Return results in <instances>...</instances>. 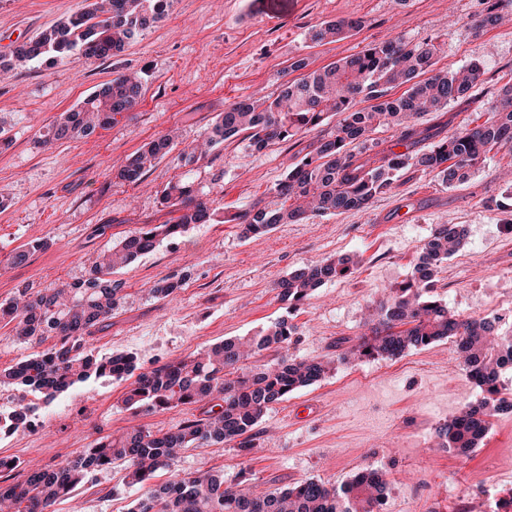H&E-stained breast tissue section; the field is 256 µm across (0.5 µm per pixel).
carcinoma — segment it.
I'll use <instances>...</instances> for the list:
<instances>
[{
  "label": "carcinoma",
  "instance_id": "1",
  "mask_svg": "<svg viewBox=\"0 0 512 512\" xmlns=\"http://www.w3.org/2000/svg\"><path fill=\"white\" fill-rule=\"evenodd\" d=\"M173 0H87L85 8L41 31L0 57V69L38 64L53 67L80 55L101 60L125 49L141 31L162 21ZM482 8L468 17L467 27L478 36L496 27L512 0H480ZM361 18L325 21L308 32L315 45L340 41L359 32ZM436 46L402 38L369 43L358 53L318 69L297 59L288 71L300 77L281 83L275 96L237 100L224 108L203 135L210 150L239 136L261 152L276 142H288L321 126L331 113L343 115L336 130L311 144V150L270 190L266 199L230 213L208 206L186 177L158 191L161 204L175 217L167 224H146L124 237L91 266L88 275L62 288L26 291L0 307L12 324L10 336L25 343L51 346L0 372V386L12 385L37 394L48 403L92 377L123 380L137 369L136 356L120 353L97 358L86 351L84 337L112 317L124 300L121 283L108 279L112 271L133 263L167 237L185 233L193 224L242 225L244 236L265 234L278 224H300L317 216L361 211L386 193L398 174L409 168L434 172L448 186L465 183L472 170L493 148L512 149V84L500 89L492 117L464 127L426 148L414 120L426 112H441L451 101L467 102L483 82L477 62L454 70L436 68ZM401 88L399 96L389 90ZM141 77L120 72L76 107L48 126L44 143L63 142L104 129L115 116L130 111L142 96ZM365 106H360V103ZM386 127L398 134L406 151L377 160L366 156L372 134ZM173 129L143 144L116 173L136 182L176 147ZM465 227L440 224L421 247L408 281L380 304L377 320L357 343L336 358L282 359L273 365L249 366L263 351L283 347L297 327L280 318L242 341L229 338L205 354L162 365L138 375L124 403L146 411L204 404L199 416L167 432L134 430L119 438H102L59 468L17 472L16 460L0 456V473H15L0 484V512H49L55 502L96 472L116 462L124 465L126 483L145 489L129 512H378L386 492L382 478L356 476L340 487L308 479L262 493L224 484V473L198 470L155 484L160 470H172L186 448L234 442L242 451L254 448L255 429L272 405L325 376L331 364L353 359L398 356L411 348L450 340L469 378L482 397L442 424L436 436L442 447L469 456L486 437L490 421L512 412V392L500 378L512 365V335L495 329L494 318H460L448 311L434 288L442 265L464 245ZM358 263L341 254L288 273L277 283L279 296L296 310L319 287L344 277ZM182 280L163 277L152 287L158 299L173 295ZM39 408L28 402L11 417L12 431L29 428L27 413Z\"/></svg>",
  "mask_w": 512,
  "mask_h": 512
}]
</instances>
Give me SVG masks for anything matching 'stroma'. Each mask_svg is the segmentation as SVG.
I'll return each mask as SVG.
<instances>
[{
    "label": "stroma",
    "instance_id": "obj_1",
    "mask_svg": "<svg viewBox=\"0 0 512 512\" xmlns=\"http://www.w3.org/2000/svg\"><path fill=\"white\" fill-rule=\"evenodd\" d=\"M85 0H0V40L18 45L79 11ZM480 0H174L168 16L144 30L123 52L101 61L73 56L61 65L16 67L0 76V127L10 147L0 151V304L60 288L84 276L95 258L146 224L171 215L157 193L181 174L170 153L134 183L117 179L144 142L177 129L190 144L225 105L278 92L292 60L318 68L357 53L371 42L403 37L433 40L437 66L452 70L477 62L485 71L467 105L417 122L426 134L449 135L481 124L499 89L512 83V16L473 35L466 18ZM361 17L365 26L344 40L314 45L311 27ZM135 71L143 94L135 109L88 137L42 144L46 126L114 72ZM295 142L251 151L226 141L194 166L195 186L214 207L236 211L272 189L300 158ZM512 191V150L495 148L465 184L448 186L432 173L401 172L392 190L364 211L280 224L246 238L235 223L195 224L111 278L125 299L107 325L89 337L94 355L131 353L147 371L227 338L252 336L283 316L297 328L282 355L331 354L336 340L365 332L380 299L406 282L433 229L460 224L461 250L442 266L436 293L451 313L484 318L512 309V224L492 205ZM45 240L47 249L22 264L14 253ZM344 253L360 263L349 275L317 289L295 312L278 298L289 272ZM183 285L155 298L158 279ZM132 379H89L42 405L39 427L0 439V456L20 469L54 467L96 439L135 428L167 431L196 416L192 405L145 412L127 407ZM479 389L443 340L376 357L335 364L324 378L272 406L256 428L255 446L218 444L183 451L180 473L223 471L225 484L251 478L262 485L318 479L339 486L376 469L387 482L381 512H494L512 489V414L493 418L471 457L441 448L436 428L480 399ZM115 466L93 474L52 512H128L141 496Z\"/></svg>",
    "mask_w": 512,
    "mask_h": 512
}]
</instances>
